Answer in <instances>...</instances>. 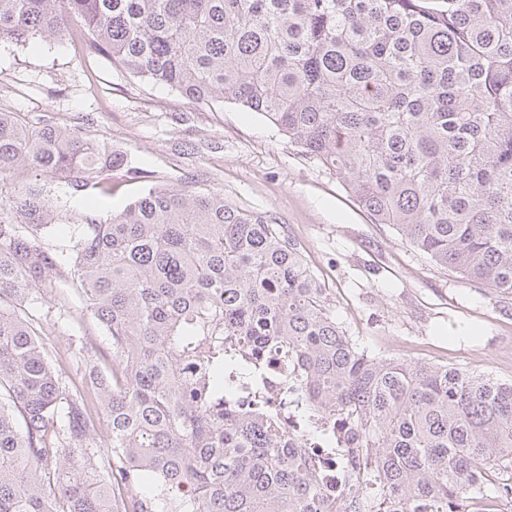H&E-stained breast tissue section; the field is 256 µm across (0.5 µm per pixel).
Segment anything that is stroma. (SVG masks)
<instances>
[{
	"mask_svg": "<svg viewBox=\"0 0 512 512\" xmlns=\"http://www.w3.org/2000/svg\"><path fill=\"white\" fill-rule=\"evenodd\" d=\"M0 112L105 141L126 163L108 173L111 194L95 197L26 169L0 178V200L34 184L48 198H66L44 246L69 248L85 215L120 212L158 180L218 190L230 204L276 217L360 346L512 379V297L431 263L392 226L373 223L332 171L288 143L263 116L230 102L186 100L67 36L25 46L0 41ZM129 166L139 169V179L126 177ZM70 278L69 266H62L58 282L42 285L29 312L60 362L79 363L78 343L85 340L95 345L99 366L111 367V340ZM457 324L470 327L471 335H449Z\"/></svg>",
	"mask_w": 512,
	"mask_h": 512,
	"instance_id": "1",
	"label": "stroma"
}]
</instances>
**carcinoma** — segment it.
I'll use <instances>...</instances> for the list:
<instances>
[{
  "mask_svg": "<svg viewBox=\"0 0 512 512\" xmlns=\"http://www.w3.org/2000/svg\"><path fill=\"white\" fill-rule=\"evenodd\" d=\"M73 22L137 77L265 116L376 223L512 296V0H0V40ZM123 165L103 142L0 112V175L76 174L106 195ZM57 209L36 186L0 201V512L512 505V379L359 347L298 244L222 192L152 185L84 217L70 268L112 373L74 386L25 310L63 264L41 242ZM274 356L309 436L341 449L344 499L278 406L233 399Z\"/></svg>",
  "mask_w": 512,
  "mask_h": 512,
  "instance_id": "carcinoma-1",
  "label": "carcinoma"
}]
</instances>
